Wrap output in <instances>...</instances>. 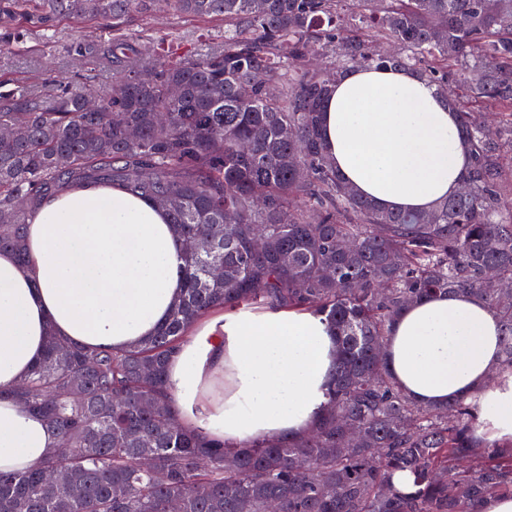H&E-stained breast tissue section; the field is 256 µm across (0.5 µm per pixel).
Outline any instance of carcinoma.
Returning <instances> with one entry per match:
<instances>
[{"mask_svg": "<svg viewBox=\"0 0 512 512\" xmlns=\"http://www.w3.org/2000/svg\"><path fill=\"white\" fill-rule=\"evenodd\" d=\"M224 20V43L173 57L131 18L154 0H0L29 28L112 27V86L53 79L44 98L0 83V250L25 255L43 203L72 186L121 185L163 208L187 243L184 286L162 328L120 352L49 333L14 396L72 447L0 471V512H478L512 495V440L481 447L479 403L422 407L385 358L412 303L469 293L500 322L512 376V0H166ZM315 45L327 66L311 58ZM137 69L127 68L128 59ZM407 70L446 90L470 149L454 197L383 210L336 173L319 134L334 81ZM134 128L138 135H129ZM224 266L221 280L209 268ZM277 306L323 313L337 337L324 412L305 434L212 442L173 416L171 358L201 318ZM60 470L65 480L52 481ZM406 473L409 489L393 477Z\"/></svg>", "mask_w": 512, "mask_h": 512, "instance_id": "obj_1", "label": "carcinoma"}]
</instances>
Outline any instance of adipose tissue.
<instances>
[{
  "label": "adipose tissue",
  "instance_id": "adipose-tissue-1",
  "mask_svg": "<svg viewBox=\"0 0 512 512\" xmlns=\"http://www.w3.org/2000/svg\"><path fill=\"white\" fill-rule=\"evenodd\" d=\"M321 137L342 178L385 209L425 211L454 195L470 154L458 117L407 71L361 67L336 79ZM184 246L164 210L118 185L70 187L27 229L26 258L0 252V470H26L60 444L13 392L55 333L85 348L125 349L154 335L180 292ZM495 312L469 294L410 305L386 354L419 404L479 394L476 435L512 440V380L499 366ZM336 336L310 310L266 307L203 319L172 358L179 422L216 442L298 436L322 414Z\"/></svg>",
  "mask_w": 512,
  "mask_h": 512
}]
</instances>
